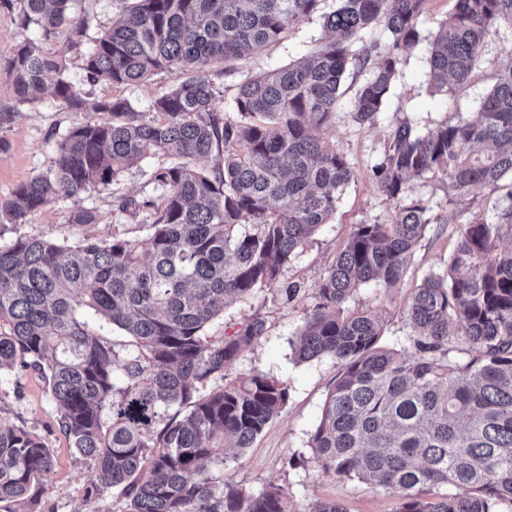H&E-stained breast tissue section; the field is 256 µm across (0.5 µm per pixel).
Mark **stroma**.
Instances as JSON below:
<instances>
[{"instance_id": "obj_1", "label": "stroma", "mask_w": 512, "mask_h": 512, "mask_svg": "<svg viewBox=\"0 0 512 512\" xmlns=\"http://www.w3.org/2000/svg\"><path fill=\"white\" fill-rule=\"evenodd\" d=\"M454 0H428L420 24V43L398 67L392 95L375 125L357 123L350 112H337L323 127V138L336 143L347 155L353 177L342 192L336 214L322 225L304 251L284 267L281 278L298 281L305 292L295 301L273 300L268 291L231 303L223 316L207 328L208 335H224L229 325L260 315L266 333L260 343L240 354L229 370L230 376L264 372L284 381L289 399L255 439L251 448L229 460L224 479L258 491L278 485L288 491L296 512H307L320 499L342 504L345 512H399L397 493L371 486L356 479H340L324 473L310 457L309 439L319 423L322 407L341 373L333 357L299 361L289 341L303 325L313 304V293L337 252L345 245L356 225L390 222L394 205L374 186L371 168L378 160L391 126L400 119L409 120L418 130L434 127L454 116L479 112L490 89L487 77L479 76L455 94L433 89L430 81L429 50L434 34L447 18ZM21 0H0V113L9 119L0 125V200L10 197L15 187L53 167L58 142L77 125L91 120L88 112H72L52 98L35 105L18 104L14 98L9 62L16 50L33 43L54 52L66 49L68 30L43 37L37 25L22 26ZM120 9L118 0H75L72 12L87 23L88 38L97 37L112 25ZM323 35L319 15L300 19L282 43L247 57L237 71L227 75L213 68L211 78L232 99L239 83L297 60ZM68 78L88 92L90 99H128L139 112L149 111L154 99L172 83L169 74L155 75L139 86H118L107 81L88 84L78 55H70ZM155 157L129 168L107 189H91L79 197L48 203L29 214L20 228L30 237L78 245L84 237L109 240L119 235L129 239L145 237L150 228L145 213L129 214L116 209L114 201L122 196L157 197L161 186L150 180L152 168L164 164ZM414 193L439 209L443 221L429 225L417 246L407 271L396 287L377 283L360 287L350 300L351 306L378 313L384 322L386 344L400 348L410 333L405 312L414 291L431 275L448 266L458 230L466 218L481 212L493 216L501 190L480 186L464 201H448V186L437 179L413 180ZM80 206L94 208L99 221L80 226L70 221L71 212ZM0 420L38 437L54 455L55 468L45 497L54 512H126V501L117 492L96 499H85L84 485L93 472L92 464L75 454L69 440L60 431L55 405L46 395V386L37 371L0 372Z\"/></svg>"}]
</instances>
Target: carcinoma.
<instances>
[{
  "instance_id": "carcinoma-1",
  "label": "carcinoma",
  "mask_w": 512,
  "mask_h": 512,
  "mask_svg": "<svg viewBox=\"0 0 512 512\" xmlns=\"http://www.w3.org/2000/svg\"><path fill=\"white\" fill-rule=\"evenodd\" d=\"M324 0H120L112 28L85 46L72 0H23L21 23L44 38L68 25V50L87 82L172 85L152 111L129 100H87L66 78V55L23 45L10 60L20 104L51 96L96 118L57 144L54 169L0 201V370L33 369L47 384L58 425L95 474L84 496L116 490L127 512H295L288 491L259 492L215 477L251 447L288 402L264 373L230 378V367L265 335L254 315L218 340L206 327L231 300L267 289L292 300L282 269L336 212L350 164L320 130L345 107L347 75L363 77L350 103L373 125L402 59L417 46L427 0H338L320 13L327 36L296 63L241 82L228 103L208 72L288 37ZM382 25L383 38L368 32ZM512 29V0H454L431 42L434 87L447 94L483 69L489 41ZM174 159L152 177L158 198H124L143 210L139 240L87 239L70 246L18 232L53 199L107 188L130 167ZM209 161L197 168L195 162ZM512 174V63L497 70L480 111L421 132L391 128L372 181L394 202L386 224H358L325 271L291 344L301 361L329 355L343 372L309 440L316 465L396 491L399 512H498L512 502V188L493 219L462 225L448 267L427 278L406 317L413 353L384 345L383 324L348 300L362 285L393 287L439 211L414 195V177L448 184V202ZM106 320L135 351L88 327ZM214 377L218 389L205 391ZM53 454L26 431L0 424V504L51 512L42 503ZM451 492L430 496L435 487Z\"/></svg>"
}]
</instances>
